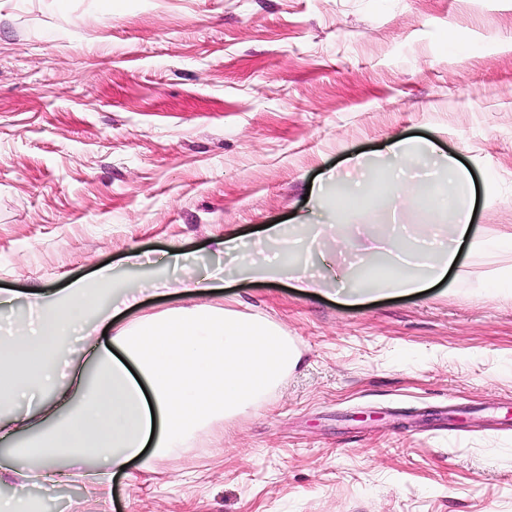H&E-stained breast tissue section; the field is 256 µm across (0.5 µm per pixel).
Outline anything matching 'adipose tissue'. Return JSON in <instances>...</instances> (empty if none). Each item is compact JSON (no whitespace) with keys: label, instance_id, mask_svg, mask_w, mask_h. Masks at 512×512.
Segmentation results:
<instances>
[{"label":"adipose tissue","instance_id":"ef3b65f1","mask_svg":"<svg viewBox=\"0 0 512 512\" xmlns=\"http://www.w3.org/2000/svg\"><path fill=\"white\" fill-rule=\"evenodd\" d=\"M383 154L392 164L389 188L423 211L446 209L451 198L420 190L407 176L408 166L431 164L452 187L466 181L459 163L430 141L391 140ZM469 227L470 211L460 208L441 260L418 254L426 274H397L396 292L421 293L442 278ZM269 236L278 244L269 270L290 276L302 291L316 288L317 280L294 262V244L274 225ZM138 295L132 285L115 288L111 274L103 273L73 282L56 297L36 295V319L6 331L11 358L0 361V407L35 391L41 401L38 414L0 419L4 438L33 434L25 450H8L7 460L0 461V479L15 476L10 460L18 455L29 461L28 477L43 481L80 475L91 456L100 512H111L112 482L122 468L134 462L151 468L156 458L266 395L301 362L300 352L271 324L220 306L192 305L140 317L116 331L111 347L91 344L87 358L61 381L56 369L67 337L98 314L103 302L117 298L128 306Z\"/></svg>","mask_w":512,"mask_h":512}]
</instances>
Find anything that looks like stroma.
Masks as SVG:
<instances>
[{
	"mask_svg": "<svg viewBox=\"0 0 512 512\" xmlns=\"http://www.w3.org/2000/svg\"><path fill=\"white\" fill-rule=\"evenodd\" d=\"M459 159L484 246L419 294L390 278L363 304L332 216L357 160L345 233L388 245L416 210L388 192L389 139ZM322 196L307 194L327 174ZM277 224L318 236L323 293L225 280L216 242ZM512 0H0V292L111 269L172 274L117 314L206 303L276 325L302 354L261 401L112 485V512H512ZM188 259L173 271L171 249ZM150 262L132 266L130 252ZM39 512H98L84 479L21 488Z\"/></svg>",
	"mask_w": 512,
	"mask_h": 512,
	"instance_id": "35a3bbf8",
	"label": "stroma"
}]
</instances>
